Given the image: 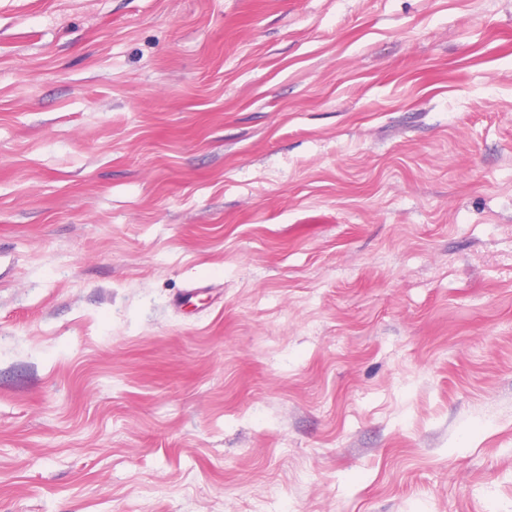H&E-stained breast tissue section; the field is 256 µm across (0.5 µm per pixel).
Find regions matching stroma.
<instances>
[{
    "mask_svg": "<svg viewBox=\"0 0 512 512\" xmlns=\"http://www.w3.org/2000/svg\"><path fill=\"white\" fill-rule=\"evenodd\" d=\"M0 512H512V0H0Z\"/></svg>",
    "mask_w": 512,
    "mask_h": 512,
    "instance_id": "35a3bbf8",
    "label": "stroma"
}]
</instances>
